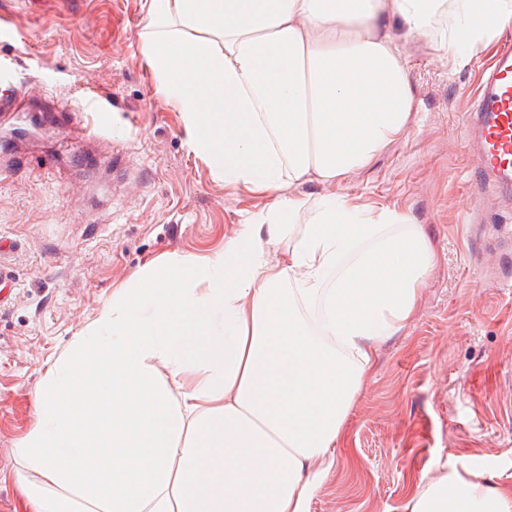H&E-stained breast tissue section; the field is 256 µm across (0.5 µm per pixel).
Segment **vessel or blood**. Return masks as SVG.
<instances>
[{
    "mask_svg": "<svg viewBox=\"0 0 512 512\" xmlns=\"http://www.w3.org/2000/svg\"><path fill=\"white\" fill-rule=\"evenodd\" d=\"M39 87H20L9 68L0 69V112L15 111L20 97L39 98ZM58 127L89 138L112 133V115L95 90H84L79 106L59 105L53 114ZM463 147L472 152L479 179L491 181L499 194L512 196V44L501 45L480 68L472 109L464 118Z\"/></svg>",
    "mask_w": 512,
    "mask_h": 512,
    "instance_id": "obj_1",
    "label": "vessel or blood"
}]
</instances>
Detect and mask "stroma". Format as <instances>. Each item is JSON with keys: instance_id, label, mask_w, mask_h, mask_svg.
I'll list each match as a JSON object with an SVG mask.
<instances>
[{"instance_id": "stroma-1", "label": "stroma", "mask_w": 512, "mask_h": 512, "mask_svg": "<svg viewBox=\"0 0 512 512\" xmlns=\"http://www.w3.org/2000/svg\"><path fill=\"white\" fill-rule=\"evenodd\" d=\"M144 11L145 0H0L11 20L0 63L15 84H43L0 120V133L30 125L18 163L0 167V512H27L13 449L35 423L44 369L147 262L213 253L272 201L190 150L140 52ZM387 30L414 89L408 134L343 180L283 193L393 207L420 224L435 261L410 319L374 353L310 512H408L456 458L512 475V199L471 183L462 148L468 91L512 22L462 65L435 38ZM87 87L112 102L110 137L81 141L39 121ZM79 148L97 156V176L70 167ZM116 152L130 175L118 184Z\"/></svg>"}]
</instances>
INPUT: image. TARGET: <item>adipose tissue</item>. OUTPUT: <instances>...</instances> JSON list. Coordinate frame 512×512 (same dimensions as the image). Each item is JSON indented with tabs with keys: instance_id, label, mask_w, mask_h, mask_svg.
<instances>
[{
	"instance_id": "obj_1",
	"label": "adipose tissue",
	"mask_w": 512,
	"mask_h": 512,
	"mask_svg": "<svg viewBox=\"0 0 512 512\" xmlns=\"http://www.w3.org/2000/svg\"><path fill=\"white\" fill-rule=\"evenodd\" d=\"M393 16L463 59L512 0H146L141 53L190 148L274 200L222 250L140 268L45 369L14 449L29 512H309L375 346L434 263L394 208L281 193L406 135ZM409 510L512 512V481L458 458Z\"/></svg>"
}]
</instances>
